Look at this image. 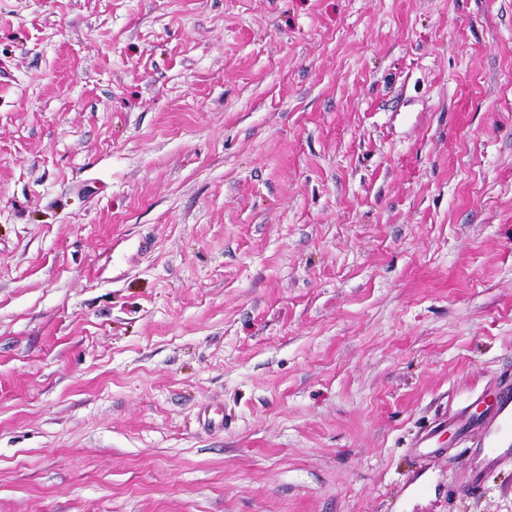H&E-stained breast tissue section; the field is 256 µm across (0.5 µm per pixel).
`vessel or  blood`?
Returning a JSON list of instances; mask_svg holds the SVG:
<instances>
[{
	"instance_id": "b4317fda",
	"label": "vessel or blood",
	"mask_w": 512,
	"mask_h": 512,
	"mask_svg": "<svg viewBox=\"0 0 512 512\" xmlns=\"http://www.w3.org/2000/svg\"><path fill=\"white\" fill-rule=\"evenodd\" d=\"M448 424L462 434L475 427L482 430L483 442L474 452L472 467L473 484H482L485 473L501 461L503 449L512 446V387H500L480 419L463 411L449 418Z\"/></svg>"
}]
</instances>
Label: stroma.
<instances>
[{
    "label": "stroma",
    "mask_w": 512,
    "mask_h": 512,
    "mask_svg": "<svg viewBox=\"0 0 512 512\" xmlns=\"http://www.w3.org/2000/svg\"><path fill=\"white\" fill-rule=\"evenodd\" d=\"M502 384L512 0H0V512H512ZM481 420H474L465 410L448 419V425L465 434L474 427L483 432V442L475 449L472 483L480 486L487 471L499 464L501 448L512 446V387H500L494 401L480 413Z\"/></svg>",
    "instance_id": "obj_1"
}]
</instances>
